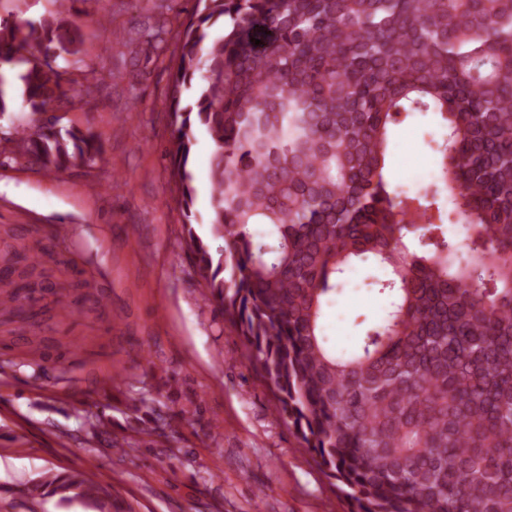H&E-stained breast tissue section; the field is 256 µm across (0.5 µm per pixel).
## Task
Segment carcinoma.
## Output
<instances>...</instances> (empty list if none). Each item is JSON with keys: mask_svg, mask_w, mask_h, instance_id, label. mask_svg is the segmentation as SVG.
<instances>
[{"mask_svg": "<svg viewBox=\"0 0 512 512\" xmlns=\"http://www.w3.org/2000/svg\"><path fill=\"white\" fill-rule=\"evenodd\" d=\"M70 0L39 22L0 18V116L67 102ZM172 134L182 241L276 408L350 512H512V0H197L175 32ZM261 40L257 45L251 39ZM437 112L445 135L414 195L385 175L391 125ZM211 143L214 252L198 233L195 131ZM14 163L60 174L101 152L35 119L0 138ZM456 243L432 215L441 197ZM39 253H0V307L54 296ZM389 267L390 303L357 353L322 333L355 260ZM104 500L83 474L28 487Z\"/></svg>", "mask_w": 512, "mask_h": 512, "instance_id": "1", "label": "carcinoma"}]
</instances>
